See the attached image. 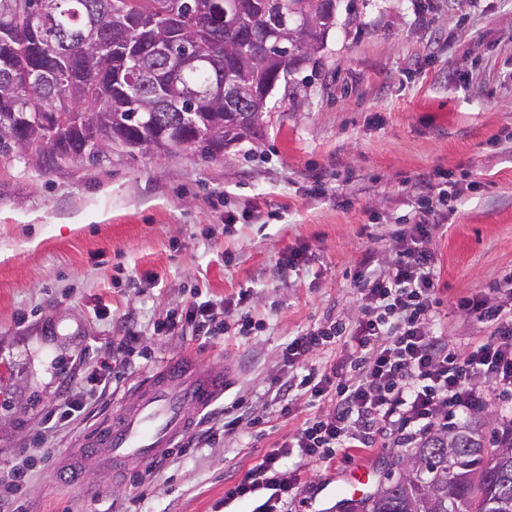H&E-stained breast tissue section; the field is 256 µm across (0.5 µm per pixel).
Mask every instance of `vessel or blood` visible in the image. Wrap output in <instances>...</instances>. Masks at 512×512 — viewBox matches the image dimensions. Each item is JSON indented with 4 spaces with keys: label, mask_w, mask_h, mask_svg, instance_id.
I'll use <instances>...</instances> for the list:
<instances>
[{
    "label": "vessel or blood",
    "mask_w": 512,
    "mask_h": 512,
    "mask_svg": "<svg viewBox=\"0 0 512 512\" xmlns=\"http://www.w3.org/2000/svg\"><path fill=\"white\" fill-rule=\"evenodd\" d=\"M231 380L228 370L168 361L127 396L117 418L104 421L84 439L85 460L120 469L171 454L183 445L190 411L213 406Z\"/></svg>",
    "instance_id": "b4317fda"
}]
</instances>
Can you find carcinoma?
<instances>
[{"mask_svg": "<svg viewBox=\"0 0 512 512\" xmlns=\"http://www.w3.org/2000/svg\"><path fill=\"white\" fill-rule=\"evenodd\" d=\"M20 1L49 11L22 37L0 31V66L33 73L31 102L0 81V157L10 158L19 135L22 153L50 171L63 159L99 157L86 148L92 133L106 146L176 154L192 140L204 160L224 156V137L244 125L250 103L212 94L224 83V65L204 59L223 52L198 28V0H0V19ZM280 25H299L305 14L324 19L322 39L336 23L329 0H278ZM263 0H228L232 37L241 66V95L287 79L291 44L283 31L262 26ZM167 46L156 56L154 42ZM263 51L276 63L259 67ZM200 62L187 66L185 60ZM180 92L170 93L171 79ZM352 512H512V434L487 452L481 424L467 423L446 435L424 439L409 454L406 469L361 500Z\"/></svg>", "mask_w": 512, "mask_h": 512, "instance_id": "carcinoma-1", "label": "carcinoma"}]
</instances>
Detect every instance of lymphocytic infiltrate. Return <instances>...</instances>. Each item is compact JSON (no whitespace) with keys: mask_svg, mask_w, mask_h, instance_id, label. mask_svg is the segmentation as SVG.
<instances>
[{"mask_svg":"<svg viewBox=\"0 0 512 512\" xmlns=\"http://www.w3.org/2000/svg\"><path fill=\"white\" fill-rule=\"evenodd\" d=\"M433 231L419 218L386 272H367L353 323L312 328L289 340L282 352L288 374L271 381L280 414L293 416L297 393L318 410L228 484L225 501H255L253 512H288L301 482L288 465L291 457L330 464L342 450L414 448L431 433L454 427L459 416L484 411L486 391L512 404V273L502 278L504 303L482 295L459 299V310L492 332L458 354L434 329L440 298L429 247ZM213 308L212 301L198 303L168 314L157 328L172 334L185 325L212 335ZM337 342L341 356L320 368L311 364L314 352Z\"/></svg>","mask_w":512,"mask_h":512,"instance_id":"obj_1","label":"lymphocytic infiltrate"}]
</instances>
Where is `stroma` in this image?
Instances as JSON below:
<instances>
[{
  "label": "stroma",
  "instance_id": "35a3bbf8",
  "mask_svg": "<svg viewBox=\"0 0 512 512\" xmlns=\"http://www.w3.org/2000/svg\"><path fill=\"white\" fill-rule=\"evenodd\" d=\"M265 122L259 144L212 162L116 147L45 173L0 158V474L27 470L9 493L21 512H251L225 501V485L314 412L302 398L294 419L278 418L269 382L282 349L353 320L356 274L368 259L382 268L421 213L436 226L437 331L461 349L489 336L456 303L478 292L498 301L491 288L512 270V0H338L323 48L276 85ZM424 179L454 184L452 206L423 198ZM299 247L305 263L284 270ZM205 299L231 304L222 335L155 333L167 313ZM130 329L138 345L100 382V361ZM183 354L236 370L188 447L136 486L98 466L83 490L59 483V457ZM77 392L90 410L48 426ZM240 400L261 424L224 432V408ZM405 457L291 459L302 480L290 508L336 512L334 487L364 468L354 491L372 494Z\"/></svg>",
  "mask_w": 512,
  "mask_h": 512
}]
</instances>
